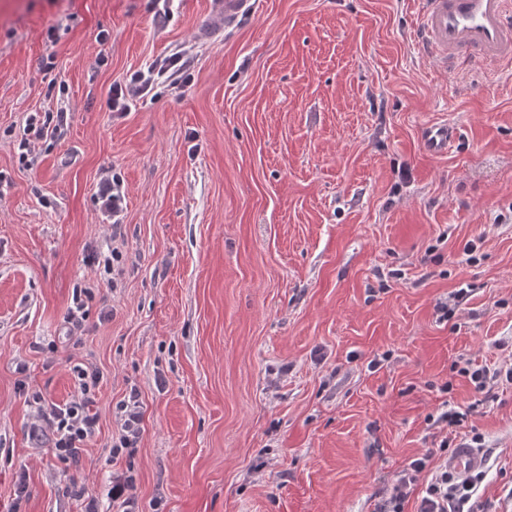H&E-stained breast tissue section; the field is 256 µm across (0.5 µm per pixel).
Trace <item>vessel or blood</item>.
Here are the masks:
<instances>
[{"label":"vessel or blood","mask_w":512,"mask_h":512,"mask_svg":"<svg viewBox=\"0 0 512 512\" xmlns=\"http://www.w3.org/2000/svg\"><path fill=\"white\" fill-rule=\"evenodd\" d=\"M421 28L430 57L443 68L458 63L478 66L512 65V0H421ZM255 0H209L211 21L197 38L209 41L254 13ZM457 135L447 121H436L421 132L424 150L444 155Z\"/></svg>","instance_id":"vessel-or-blood-1"}]
</instances>
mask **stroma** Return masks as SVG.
<instances>
[{"mask_svg":"<svg viewBox=\"0 0 512 512\" xmlns=\"http://www.w3.org/2000/svg\"><path fill=\"white\" fill-rule=\"evenodd\" d=\"M209 22L208 0H0V512H121L117 475L138 512H374L475 435L478 494L512 512V388L480 403L461 373L512 357V67L443 70L418 0H258L199 42ZM174 54L190 88L108 110ZM57 111L23 166L27 119ZM444 119L436 157L420 133ZM77 366L103 374L99 431L65 463L28 398L72 399ZM448 406L467 418L445 430ZM457 135L456 128L448 124V120L436 121L422 129L421 143L423 149L430 155L448 153V146ZM120 433L118 441L111 448H136L141 432L142 415L136 392H131L127 401L120 405ZM431 457L432 453H429L422 458H416L399 472L388 496L382 501L377 512H404L405 502L418 489L420 475Z\"/></svg>","mask_w":512,"mask_h":512,"instance_id":"stroma-1","label":"stroma"}]
</instances>
